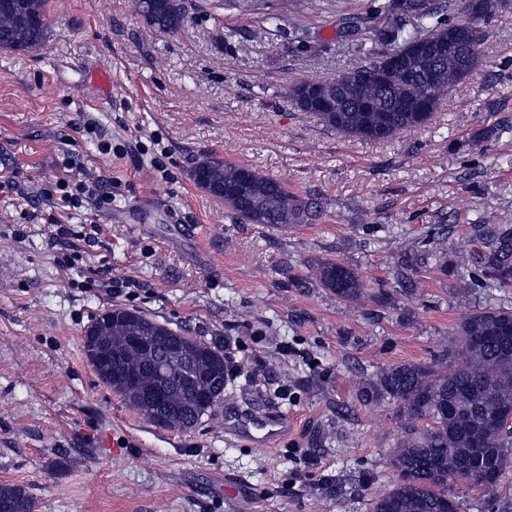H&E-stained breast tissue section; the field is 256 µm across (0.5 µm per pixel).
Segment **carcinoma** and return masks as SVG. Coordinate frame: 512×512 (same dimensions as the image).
<instances>
[{
  "label": "carcinoma",
  "mask_w": 512,
  "mask_h": 512,
  "mask_svg": "<svg viewBox=\"0 0 512 512\" xmlns=\"http://www.w3.org/2000/svg\"><path fill=\"white\" fill-rule=\"evenodd\" d=\"M145 23L164 33H177L187 15L172 0H152ZM370 4L366 14L383 20L374 28L368 62L347 69L339 79L318 81L323 96L340 111L319 112L306 97L313 81L288 88L298 109L318 117L329 130L368 141H384L427 123L448 90L469 77L480 62L479 22L503 10V0H476L470 20L476 38L457 28L464 13L460 0H428L414 11L413 0ZM49 35L46 0H0V50L32 51ZM196 185L224 202L247 224L286 228L306 224L312 204L288 192L286 184L257 169L224 161L216 154L202 156L190 172ZM488 251L481 257L484 276L499 288H512V224L483 225ZM309 278L337 298L359 303L363 298L358 273L334 260L317 262ZM112 325L102 346L83 344L99 378L123 396L150 422L166 426L171 412L192 428L210 409L200 393L224 396L227 373L223 348L181 337L196 364L197 380H169L167 402L158 407L132 398V391L152 385L145 368L152 351L130 347L131 336H171L165 325L136 310H110ZM460 347L448 350V369L422 363L391 365L364 383L362 397L388 399L398 405L405 436L396 448L392 466L397 480L372 503L373 512H458L453 485L461 482L487 495L496 493L512 466V312L485 310L468 316L459 327ZM144 368L138 380L126 379L127 367ZM33 501L17 485L0 484V512H33Z\"/></svg>",
  "instance_id": "obj_1"
}]
</instances>
